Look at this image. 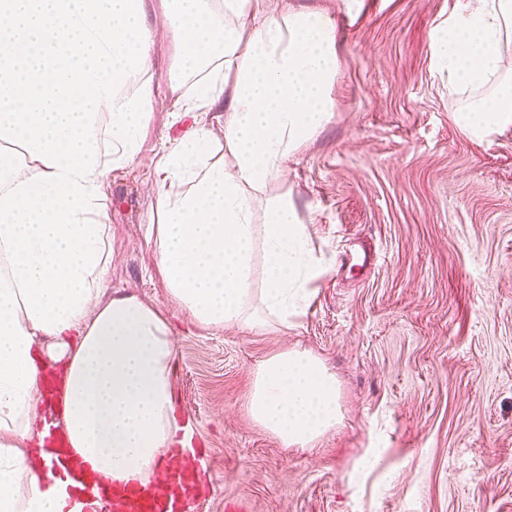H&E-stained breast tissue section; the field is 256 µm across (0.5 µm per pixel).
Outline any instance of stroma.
Instances as JSON below:
<instances>
[{
    "mask_svg": "<svg viewBox=\"0 0 512 512\" xmlns=\"http://www.w3.org/2000/svg\"><path fill=\"white\" fill-rule=\"evenodd\" d=\"M339 18L335 112L288 162L285 195L326 273L289 326L210 329L170 298L149 238L152 168L112 171L106 218L112 295L166 315L174 394L211 459L201 512H512V126L470 138L429 54L454 0H294ZM177 52L154 46L143 142L182 136L166 85ZM372 264H336L340 251ZM301 348L335 372L343 419L287 448L250 416L259 365Z\"/></svg>",
    "mask_w": 512,
    "mask_h": 512,
    "instance_id": "35a3bbf8",
    "label": "stroma"
}]
</instances>
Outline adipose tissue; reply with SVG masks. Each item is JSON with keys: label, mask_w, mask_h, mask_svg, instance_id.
<instances>
[{"label": "adipose tissue", "mask_w": 512, "mask_h": 512, "mask_svg": "<svg viewBox=\"0 0 512 512\" xmlns=\"http://www.w3.org/2000/svg\"><path fill=\"white\" fill-rule=\"evenodd\" d=\"M148 28L177 50L174 111L224 115L221 131L200 123L147 159L157 173L148 191L161 278L200 325L287 324L325 266L293 203L268 190L333 117L337 21L289 0H162ZM430 56L448 73L461 130L482 140L512 126V0H456L431 34ZM44 170L0 143V192ZM100 257L81 315L50 334L29 319L0 246V512L65 510L62 485L44 483L46 461L29 450L48 430V367L71 406L61 428L104 480L148 482L179 442L171 326L137 295H108L110 246ZM248 407L287 447L312 446L342 418L335 374L297 348L258 367Z\"/></svg>", "instance_id": "obj_1"}]
</instances>
